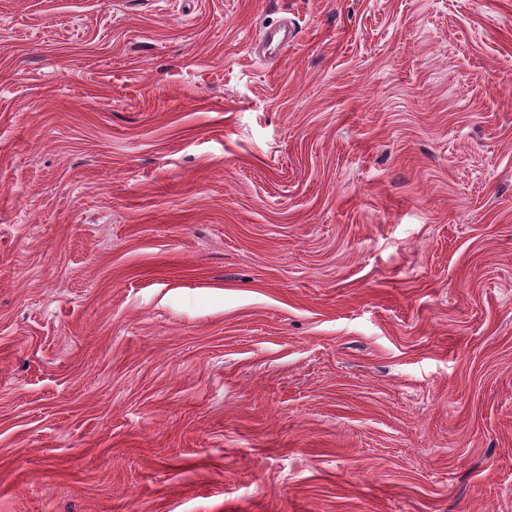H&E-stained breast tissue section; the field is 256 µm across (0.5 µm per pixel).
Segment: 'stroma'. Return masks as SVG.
Returning a JSON list of instances; mask_svg holds the SVG:
<instances>
[{"instance_id": "1", "label": "stroma", "mask_w": 512, "mask_h": 512, "mask_svg": "<svg viewBox=\"0 0 512 512\" xmlns=\"http://www.w3.org/2000/svg\"><path fill=\"white\" fill-rule=\"evenodd\" d=\"M0 512H512V0H0ZM295 31L288 18L265 27L258 37L249 43L250 55L267 59L282 58L294 45Z\"/></svg>"}]
</instances>
